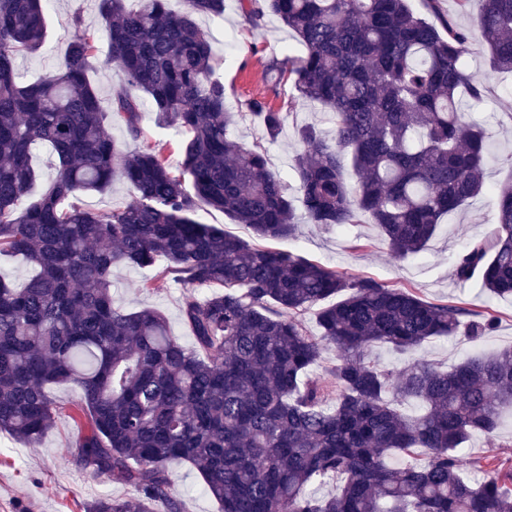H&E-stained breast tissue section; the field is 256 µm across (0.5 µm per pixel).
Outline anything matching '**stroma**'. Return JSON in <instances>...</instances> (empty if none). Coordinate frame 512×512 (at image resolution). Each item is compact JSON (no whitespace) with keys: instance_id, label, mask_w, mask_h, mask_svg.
Masks as SVG:
<instances>
[{"instance_id":"35a3bbf8","label":"stroma","mask_w":512,"mask_h":512,"mask_svg":"<svg viewBox=\"0 0 512 512\" xmlns=\"http://www.w3.org/2000/svg\"><path fill=\"white\" fill-rule=\"evenodd\" d=\"M77 19L91 29L103 26L95 0H51L46 10L47 36L43 46L16 59L24 80L48 79L58 73ZM199 24L214 39L217 57L212 77L223 82L231 111L244 115L250 99L264 97L285 115V131L276 141H263L261 128L245 116L231 127V138L248 146L263 142L271 171L289 185H296V131L307 124L330 131L329 111L316 103L296 101L291 83L270 89L265 60L273 54L300 53V46L277 18H267L258 30L244 26L235 0H228L223 18L203 17ZM468 64L484 86L481 102L467 100L463 106L487 125L491 135L487 188L460 212L446 216L422 253L404 261L396 260L365 218L343 228H319L302 222L292 240L280 243L281 248L298 250L349 275L369 276L413 289L431 302L475 311L490 310L499 317L494 335L474 345L440 338L425 344L412 356L396 353L385 345L377 346L374 353L386 364L400 366L417 356L445 366L475 351L489 354L512 345V301L490 295L479 280L458 281L453 273L454 260L465 242L489 233L497 210L496 188L512 176V73L494 70L487 52L479 46ZM357 238L365 242V249L352 248L351 242ZM151 276V271L129 266L114 270V307L126 312L160 310L172 334L183 344H191L192 336L181 313L183 289L165 282L144 287V280ZM48 391L58 412L52 429L40 444L32 448L0 434V512H84V504L99 498H133L130 488L94 475L77 458L75 441L84 422L75 415L74 407L82 398L81 387L57 383L49 385ZM492 450L504 463L512 464L511 413H504L495 438L473 435L464 446L463 457L469 461ZM171 479L185 512H221L220 504L205 493L201 475L190 464L174 468Z\"/></svg>"}]
</instances>
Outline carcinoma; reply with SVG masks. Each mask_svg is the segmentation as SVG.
I'll return each instance as SVG.
<instances>
[{"label":"carcinoma","instance_id":"obj_1","mask_svg":"<svg viewBox=\"0 0 512 512\" xmlns=\"http://www.w3.org/2000/svg\"><path fill=\"white\" fill-rule=\"evenodd\" d=\"M98 0L108 45L75 17L57 75L23 82L21 53L41 48L49 0H0V257L34 268L22 285L0 274V433L35 446L55 421L45 388L81 386L87 430L80 461L139 498H99L85 512H184L170 468L188 463L222 512H512V468L496 457L463 475L464 443L496 435L512 407V346L443 369L419 358L373 359L387 345L413 353L435 338L475 342L498 319L424 300L415 291L353 277L270 243L295 236L296 210L319 227L366 217L399 259L419 254L443 218L486 187L490 137L461 110L482 83L467 69V30L436 27L409 0H237L251 29L276 16L303 47L270 56L267 73L298 99L330 110L334 135L298 129L296 194L268 167L265 150L228 136L224 84L211 79L215 48L199 16L224 17L225 0ZM476 10L494 67L512 72V0H456ZM123 75L104 102L89 79L99 62ZM180 135L144 138L145 101ZM248 116L276 140L284 115L264 98ZM124 126L135 152L107 133ZM59 163L50 190L30 200L33 149ZM349 157L357 183L344 176ZM134 200L92 210L85 197L117 183ZM490 237L468 242L454 264L512 298V180L497 187ZM252 230L257 245L196 219L200 205ZM147 269L186 290L187 346L154 309L112 305V270ZM224 289L200 299L198 288ZM318 309L319 333L303 314ZM337 363L312 376L325 351ZM421 411L407 414L402 406ZM402 454L414 458L390 465ZM341 478L327 493L310 490Z\"/></svg>","mask_w":512,"mask_h":512}]
</instances>
